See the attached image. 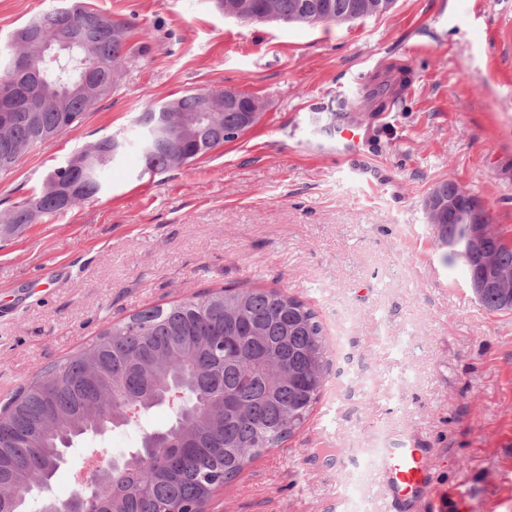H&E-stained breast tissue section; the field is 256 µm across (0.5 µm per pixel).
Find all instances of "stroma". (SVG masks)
<instances>
[{"mask_svg":"<svg viewBox=\"0 0 512 512\" xmlns=\"http://www.w3.org/2000/svg\"><path fill=\"white\" fill-rule=\"evenodd\" d=\"M126 21L111 95L0 173V215L102 137L134 141L133 118L196 89L263 104L237 140L162 174L135 149L97 197L0 239V404L109 323L224 286L275 288L313 308L333 366L306 423L225 484L209 512H350L352 449H436L433 477L464 488L468 512H512V311L474 301L461 265L434 244L424 201L455 182L512 243V0H396L390 11L315 26L225 17L214 0H86ZM58 0H0V39ZM412 90L367 95L392 66ZM367 134L348 157L330 130ZM79 439L51 491L74 490L85 449L108 457L167 424Z\"/></svg>","mask_w":512,"mask_h":512,"instance_id":"35a3bbf8","label":"stroma"}]
</instances>
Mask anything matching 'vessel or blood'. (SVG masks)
Returning <instances> with one entry per match:
<instances>
[{
    "mask_svg": "<svg viewBox=\"0 0 512 512\" xmlns=\"http://www.w3.org/2000/svg\"><path fill=\"white\" fill-rule=\"evenodd\" d=\"M434 449L399 445L380 449L374 473L388 504L387 512H418L421 504L438 496L431 479Z\"/></svg>",
    "mask_w": 512,
    "mask_h": 512,
    "instance_id": "obj_1",
    "label": "vessel or blood"
}]
</instances>
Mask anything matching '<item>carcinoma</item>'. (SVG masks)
I'll use <instances>...</instances> for the list:
<instances>
[{
	"label": "carcinoma",
	"mask_w": 512,
	"mask_h": 512,
	"mask_svg": "<svg viewBox=\"0 0 512 512\" xmlns=\"http://www.w3.org/2000/svg\"><path fill=\"white\" fill-rule=\"evenodd\" d=\"M328 2L329 22L346 23L387 12L378 0H251L260 21L275 12L285 23H304L305 7ZM74 35L85 44V60L67 56L42 66V82L33 96L36 111L19 100L7 128H0V172L11 169L28 150L75 127L90 106L112 94L116 74L127 59V23L80 2L62 0ZM56 10L35 16L0 50V86L24 85L13 66L23 56L40 63L41 47L56 38ZM207 91L193 90L171 100L174 111L201 113L219 129H242L241 114L213 106ZM162 104L139 113L134 126L145 173H163L203 157L224 141L212 130L175 128L161 140ZM127 142L112 148L105 136L77 153L80 169H54L33 208L27 200L0 218L11 237L47 214L65 212L102 191L101 174L120 159ZM435 242L458 236V226L443 215L432 224ZM487 248L497 266L512 270V245L492 240ZM481 306L490 312L512 311L497 292L486 293ZM332 367V350L317 312L276 289L211 290L190 299L154 306L108 324L96 339L44 376L20 387L0 408V486L11 495L0 512H27L33 484L45 479V503L63 512L65 500L51 494V479L74 441L108 426L129 424L128 406L141 413L168 404V388L182 402L172 407L175 421L165 429L143 433L110 470L98 477L101 512H167L202 509L224 483L251 461L279 447L307 420L319 401ZM114 391L112 409L102 401Z\"/></svg>",
	"instance_id": "obj_1"
}]
</instances>
